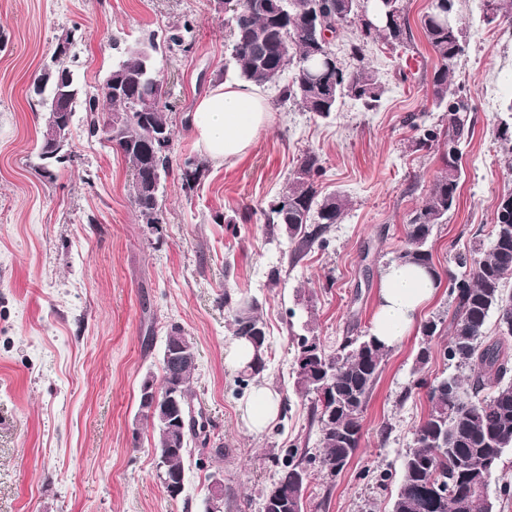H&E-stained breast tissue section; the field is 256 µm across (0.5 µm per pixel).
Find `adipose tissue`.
Returning a JSON list of instances; mask_svg holds the SVG:
<instances>
[{
	"label": "adipose tissue",
	"instance_id": "1",
	"mask_svg": "<svg viewBox=\"0 0 512 512\" xmlns=\"http://www.w3.org/2000/svg\"><path fill=\"white\" fill-rule=\"evenodd\" d=\"M271 121V108L261 90L249 82H227L210 91L191 117L197 146L215 164L244 155ZM439 282L424 269L394 262L381 275L372 332L394 346L410 336L417 319L435 296ZM280 413V397L267 385H257L242 410L254 433L270 427Z\"/></svg>",
	"mask_w": 512,
	"mask_h": 512
}]
</instances>
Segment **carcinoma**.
I'll return each instance as SVG.
<instances>
[{
	"instance_id": "carcinoma-1",
	"label": "carcinoma",
	"mask_w": 512,
	"mask_h": 512,
	"mask_svg": "<svg viewBox=\"0 0 512 512\" xmlns=\"http://www.w3.org/2000/svg\"><path fill=\"white\" fill-rule=\"evenodd\" d=\"M230 2L225 22L232 37V71L236 79L264 85L285 73L277 102L292 101L305 112L328 116L339 99L350 97L367 109L378 106L384 87L377 73L364 62L362 44L380 39L405 46L411 28L403 0H385L387 17L375 27H361L359 42L351 45L358 65L348 70L335 63L326 65V46L320 32L335 33L360 18L369 7L365 0H221ZM424 35L436 55L431 77L435 106L445 112L444 152L446 170L434 180L429 197L406 224V248L398 261L426 268L440 277L427 243L434 227L443 223L456 205L460 187V144L469 137L468 105L449 92L450 64L462 53L463 31L454 10V0H431L421 19ZM183 42L178 26L152 33L148 44L124 46L114 41L116 61L112 66V94H89L72 84V103L83 100L88 135H97L107 123L100 99L111 103L112 146L120 152L134 174L131 198L145 224L163 223L159 202L162 181L170 172L172 129L167 119V90L153 66V52L164 45ZM322 171L317 154L307 152L297 161L288 190L272 207L271 221L283 226L288 237L300 238L311 247L318 232L306 231L314 222L327 227L341 219L346 207L339 195L319 197L316 180ZM202 163L194 156L181 164V188L190 196L200 186ZM488 251L459 254L456 263L468 270V278L454 283L456 308L444 356L467 366V383L446 377L433 383L420 378L416 385L427 388L429 411L415 430L414 448L401 465L398 492L391 512H453L457 497L474 480L492 477L506 449L512 448V348L508 337L488 336L485 326L490 314L512 312V294L505 283L512 278V193L500 202L492 224ZM231 319L232 335L250 342L255 355L242 370L241 381L260 374L268 353L267 331L256 303L241 297L231 302L224 297ZM389 348L368 334L344 337L331 352L316 336H300L294 355H307L306 375L295 376V384L314 394L313 420L320 426L321 452L311 456L304 450L288 449L279 464L271 489L264 496L261 512H296L304 506V492L317 468L332 476L336 460L343 463L356 454L361 441V418L377 384ZM196 366L179 372H161L160 385L175 391L180 399L192 398L190 384ZM491 390L490 395L479 394ZM152 429L154 447L166 458L171 477L185 472L187 447L157 421L142 414Z\"/></svg>"
}]
</instances>
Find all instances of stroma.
Returning <instances> with one entry per match:
<instances>
[{"label": "stroma", "mask_w": 512, "mask_h": 512, "mask_svg": "<svg viewBox=\"0 0 512 512\" xmlns=\"http://www.w3.org/2000/svg\"><path fill=\"white\" fill-rule=\"evenodd\" d=\"M486 0H456L464 51L450 72L468 101L471 134L462 145L459 197L428 247L442 281L419 319L450 324L453 280L464 279L456 253L487 251L497 207L512 192V156L496 131L512 120V5L494 22ZM410 47L368 43L366 62L385 86L366 109L342 99L323 118L293 103L277 104L264 86L273 119L250 149L223 165L208 164L193 197L180 189V164L198 155L190 117L214 87L232 80L231 36L216 0H0V512H204L212 472L224 474V512H260L272 460L298 446L320 449L311 397L291 375L293 340L317 336L333 350L346 333L372 331L383 269L406 246L405 226L443 167V148L419 147L411 115L438 130L429 80L436 57L420 20L430 0H404ZM190 23L186 48L156 56L166 83L173 130L172 167L160 204L165 221L146 224L131 201L132 172L103 136H88L76 107L73 161L53 178L37 174L43 112L29 86L59 38L79 83L103 85L113 40ZM316 152L322 195L348 204L323 242L295 250L270 208L285 193L299 157ZM247 222L225 223L228 215ZM254 299L267 325L262 381L281 397L277 421L249 431L241 407L249 388L224 365L232 339L225 299ZM197 346L193 405L208 426L200 454L191 442L185 487L170 497L156 477L152 433L139 412L147 372H159L170 325ZM447 332L413 331L393 347L362 420L360 449L336 477L315 474L304 512H390L400 469L429 408L417 378H467L444 357ZM428 348L422 373L416 355Z\"/></svg>", "instance_id": "obj_1"}]
</instances>
